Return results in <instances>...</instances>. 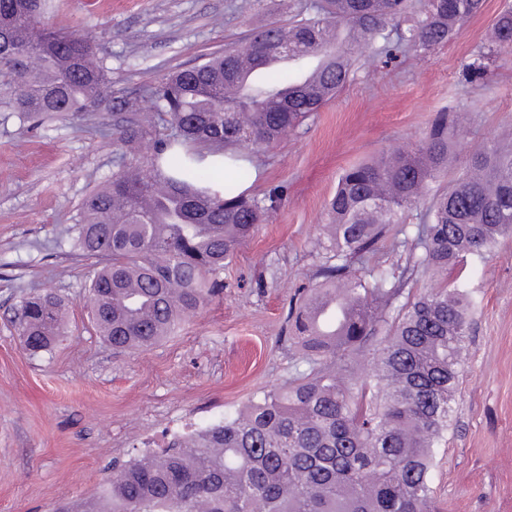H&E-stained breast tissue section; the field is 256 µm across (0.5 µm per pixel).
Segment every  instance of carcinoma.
I'll return each mask as SVG.
<instances>
[{"label": "carcinoma", "instance_id": "carcinoma-1", "mask_svg": "<svg viewBox=\"0 0 512 512\" xmlns=\"http://www.w3.org/2000/svg\"><path fill=\"white\" fill-rule=\"evenodd\" d=\"M54 0H0V74L21 118L84 112L101 101L108 66L90 33L44 24ZM484 0H308L285 26H266L146 91L115 140L130 146L112 179L85 200L64 236L102 260L87 276L89 318L116 351L171 335L220 286L217 275L268 221L278 197L240 191L254 152L302 127L372 58L425 56L447 43ZM288 45L289 66L244 65ZM512 50V6L462 65L465 80ZM457 116L441 112L416 144L346 169L314 247L329 254L318 282L288 315L308 369L255 396L246 410L112 469L76 512H437L431 469L448 433L469 336L472 296L413 277L462 273L512 235V138L479 143L469 170L443 187ZM224 156L222 190L208 187ZM414 232L392 247L405 265L368 266L390 225L418 207ZM333 302L331 324L314 310ZM15 329L33 355L66 335L52 292L19 303Z\"/></svg>", "mask_w": 512, "mask_h": 512}]
</instances>
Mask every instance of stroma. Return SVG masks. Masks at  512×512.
I'll return each instance as SVG.
<instances>
[{
    "instance_id": "1",
    "label": "stroma",
    "mask_w": 512,
    "mask_h": 512,
    "mask_svg": "<svg viewBox=\"0 0 512 512\" xmlns=\"http://www.w3.org/2000/svg\"><path fill=\"white\" fill-rule=\"evenodd\" d=\"M511 1L486 0L428 56L366 65L303 130L260 151L249 193L281 201L225 263L222 290L159 345L117 353L88 319L90 260L60 241L116 169L120 149L101 129L120 125L125 102L167 73L287 24L292 0H56L53 24L96 36L111 84L93 110L62 119L23 122L0 102V512L88 499L145 441L158 447L178 423L235 416L287 382L300 365L290 299L326 261L312 242L344 170L417 142L442 111L467 117L453 140L461 160L477 136L512 124V51L476 83L460 81L463 60ZM464 280L476 304L432 486L440 512H512V239L470 262ZM45 290L64 300L68 334L33 356L13 318L22 297Z\"/></svg>"
}]
</instances>
